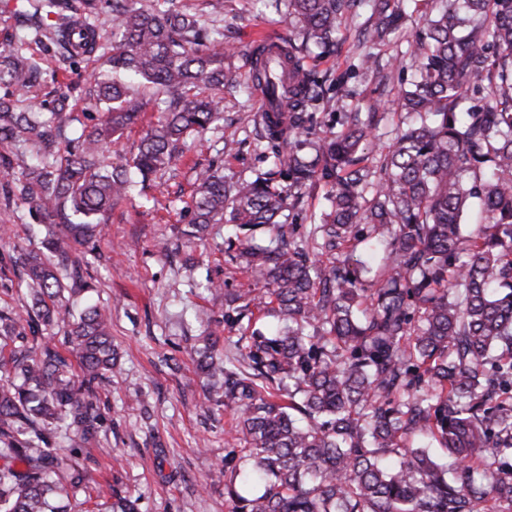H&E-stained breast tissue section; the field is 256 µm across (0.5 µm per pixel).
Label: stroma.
Here are the masks:
<instances>
[{"mask_svg":"<svg viewBox=\"0 0 512 512\" xmlns=\"http://www.w3.org/2000/svg\"><path fill=\"white\" fill-rule=\"evenodd\" d=\"M33 0H0V51L26 37V47L41 58L46 80L38 87L46 110L64 107L72 127L96 123L85 109L87 75L96 58L63 59L46 39L30 35L26 21ZM288 0H172L175 9L202 10L215 20L222 39L205 36L203 49L226 46L225 61L239 76V86L224 92V119L206 134L179 142L176 159L140 192L112 210L93 252L75 246L70 258L79 276L91 284L93 303L112 319V344L119 368L99 383L97 405L103 417L98 435L111 453L99 457L93 473L102 500L130 496L139 512H231L232 504L217 472L234 444L229 434L232 414L206 399L198 369V349L215 345L231 350L246 323L224 318L225 292H247L257 283L242 273L226 251L229 234L219 224L211 235L191 236V191L197 171L213 166L225 177L249 179L274 167L276 155L263 134L259 106L249 73L250 36L255 29L283 38L303 56L323 82L326 96L317 108L315 136H334L345 113L369 112L385 100L378 131L390 140L405 119L392 100L412 75L411 66L388 67L407 39L424 29L428 0H413L402 33L384 44L362 43L355 28L343 29L338 51L306 47L287 21ZM371 53L385 67L377 75L358 70L360 56ZM144 103L135 124L125 128L108 157L126 164L161 115L162 97L151 86H139ZM26 204L0 199V311L25 315L26 277L11 263L17 251L37 248L31 237Z\"/></svg>","mask_w":512,"mask_h":512,"instance_id":"35a3bbf8","label":"stroma"}]
</instances>
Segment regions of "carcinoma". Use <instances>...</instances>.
I'll return each mask as SVG.
<instances>
[{
  "label": "carcinoma",
  "instance_id": "carcinoma-1",
  "mask_svg": "<svg viewBox=\"0 0 512 512\" xmlns=\"http://www.w3.org/2000/svg\"><path fill=\"white\" fill-rule=\"evenodd\" d=\"M80 26L53 31L70 60L102 52L87 100L99 122L57 158L64 109H20L43 68L17 50L0 56V139L37 149L14 175L0 158V192L28 205L41 248L14 257L28 285L27 319L0 312V512H74L99 444L96 385L117 367L111 317L60 260L89 247L112 208L165 171L185 137L205 133L220 99L202 86L236 83L226 50H198L200 19L160 0H80ZM407 0H288V16L318 49L368 12L364 42L402 32ZM425 30L407 41L413 79L393 104L399 127L377 167L365 164L375 117L349 115L330 138L310 137L319 98L290 54L255 57L285 112L261 117L284 144L279 167L228 182L207 168L192 197L195 230L228 224V250L264 287L224 298L228 310L275 322L203 353L208 400L233 411L224 458L232 512H512V0H431ZM106 18L96 21L101 10ZM164 95L161 118L133 159L104 148L142 110L136 86ZM330 186L306 235L289 222L305 191ZM360 258L351 260V254ZM63 325L67 354L45 337ZM81 375H76L74 367Z\"/></svg>",
  "mask_w": 512,
  "mask_h": 512
}]
</instances>
